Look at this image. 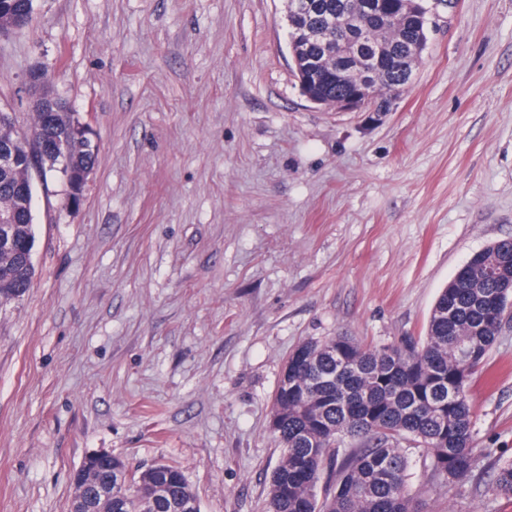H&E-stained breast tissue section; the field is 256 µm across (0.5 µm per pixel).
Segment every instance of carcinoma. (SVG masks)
Here are the masks:
<instances>
[{
    "label": "carcinoma",
    "mask_w": 512,
    "mask_h": 512,
    "mask_svg": "<svg viewBox=\"0 0 512 512\" xmlns=\"http://www.w3.org/2000/svg\"><path fill=\"white\" fill-rule=\"evenodd\" d=\"M321 9L294 17L287 9L289 46L311 93L330 108L347 95L365 92L383 107L405 92L403 75L415 69L428 43L423 2L415 0H311ZM34 0H0V35L14 29L15 18L32 15ZM351 21L358 33L337 55L309 36L329 20ZM384 57L359 83L363 58ZM27 149L18 165L0 168V215H14V232L25 251L0 249V301L10 302L32 287L35 270L26 250L35 247L28 150L43 140L67 141L70 154L63 170L48 169L43 185L58 178L68 189L67 202L79 203L83 173L94 168L95 149L68 112L46 122L31 113L25 131ZM512 312V238L473 254L438 296L426 333L395 344L371 348L351 336L306 341L285 363L274 395L269 427L283 448L269 483V512H423L412 491L403 441L423 447L436 485L464 483L477 467L481 449L473 445L469 385L481 368ZM354 444L340 447L343 439ZM112 471L148 491L167 477L160 498L146 504L112 486V512H201L196 492L173 464L139 472L112 457ZM497 489L512 496V460L496 468Z\"/></svg>",
    "instance_id": "cac0c4a2"
}]
</instances>
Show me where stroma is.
Here are the masks:
<instances>
[{
	"mask_svg": "<svg viewBox=\"0 0 512 512\" xmlns=\"http://www.w3.org/2000/svg\"><path fill=\"white\" fill-rule=\"evenodd\" d=\"M286 0H35L0 37V107L34 66L98 149L80 204L36 195V275L0 304V512H68L82 459L176 465L201 512H268L291 350L426 332L477 251L512 237V0L442 10L386 112L310 103ZM473 478L426 512H512V322L470 386Z\"/></svg>",
	"mask_w": 512,
	"mask_h": 512,
	"instance_id": "stroma-1",
	"label": "stroma"
}]
</instances>
